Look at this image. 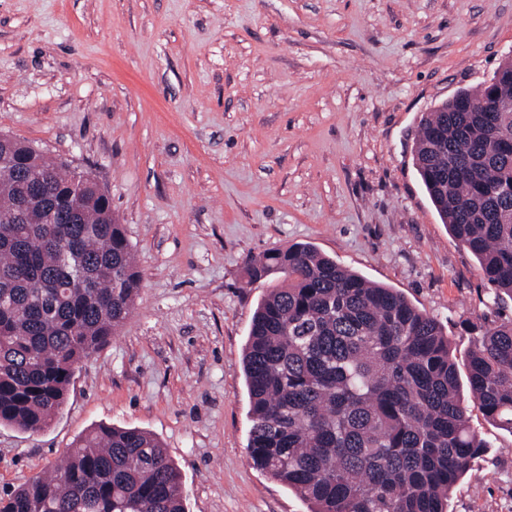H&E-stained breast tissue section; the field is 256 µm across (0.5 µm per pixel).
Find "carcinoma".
Instances as JSON below:
<instances>
[{"instance_id": "obj_1", "label": "carcinoma", "mask_w": 512, "mask_h": 512, "mask_svg": "<svg viewBox=\"0 0 512 512\" xmlns=\"http://www.w3.org/2000/svg\"><path fill=\"white\" fill-rule=\"evenodd\" d=\"M512 61L421 121L415 165L443 223L512 296ZM61 159L0 137V425L38 432L78 364L105 346L141 285L108 196ZM285 276L258 306L244 369L250 463L311 512H447L488 443L469 425L441 324L403 294L309 244L255 260ZM467 389L512 434V320L484 330ZM0 512H187L182 476L153 435L99 425L66 459L0 495Z\"/></svg>"}]
</instances>
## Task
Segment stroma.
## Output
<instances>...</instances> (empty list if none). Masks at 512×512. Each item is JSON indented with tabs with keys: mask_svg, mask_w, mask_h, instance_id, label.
I'll list each match as a JSON object with an SVG mask.
<instances>
[{
	"mask_svg": "<svg viewBox=\"0 0 512 512\" xmlns=\"http://www.w3.org/2000/svg\"><path fill=\"white\" fill-rule=\"evenodd\" d=\"M512 54V0H0V134L91 173L142 283L44 431L0 426V490L106 423L152 433L188 512H310L248 461L242 358L281 275L251 261L308 243L401 292L458 362L512 319L442 224L414 165L423 116ZM448 512H512V434Z\"/></svg>",
	"mask_w": 512,
	"mask_h": 512,
	"instance_id": "35a3bbf8",
	"label": "stroma"
}]
</instances>
